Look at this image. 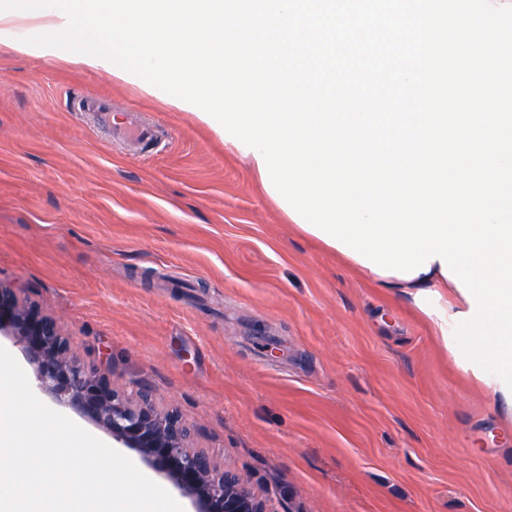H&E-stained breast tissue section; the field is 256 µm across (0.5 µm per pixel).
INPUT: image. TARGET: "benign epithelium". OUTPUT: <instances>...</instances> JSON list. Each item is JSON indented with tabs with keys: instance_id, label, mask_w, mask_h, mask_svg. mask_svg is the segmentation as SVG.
<instances>
[{
	"instance_id": "obj_1",
	"label": "benign epithelium",
	"mask_w": 512,
	"mask_h": 512,
	"mask_svg": "<svg viewBox=\"0 0 512 512\" xmlns=\"http://www.w3.org/2000/svg\"><path fill=\"white\" fill-rule=\"evenodd\" d=\"M16 336L34 371L37 389L56 405L87 417L121 448L137 451L142 462L164 474L171 488L188 499L193 512H265L248 482L219 470L204 450L192 446L194 429L178 414L160 410L152 391L131 396L98 369L70 355L56 323L39 317L14 288L0 283V335Z\"/></svg>"
}]
</instances>
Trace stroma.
<instances>
[{
	"label": "stroma",
	"mask_w": 512,
	"mask_h": 512,
	"mask_svg": "<svg viewBox=\"0 0 512 512\" xmlns=\"http://www.w3.org/2000/svg\"><path fill=\"white\" fill-rule=\"evenodd\" d=\"M0 31V282L153 389L267 512H512V421L428 318L300 234L247 161L136 83ZM109 97L163 151L110 142ZM81 96L87 110L95 112L99 123L112 131V102L92 93H84Z\"/></svg>",
	"instance_id": "obj_1"
}]
</instances>
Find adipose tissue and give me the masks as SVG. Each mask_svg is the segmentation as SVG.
Instances as JSON below:
<instances>
[{"instance_id": "1", "label": "adipose tissue", "mask_w": 512, "mask_h": 512, "mask_svg": "<svg viewBox=\"0 0 512 512\" xmlns=\"http://www.w3.org/2000/svg\"><path fill=\"white\" fill-rule=\"evenodd\" d=\"M367 278L379 288H384L411 300L421 312L429 314L433 331L450 330L451 317L459 312H469L470 303L456 284L442 273L440 261H433L430 270L406 280L396 276H382L366 272Z\"/></svg>"}]
</instances>
